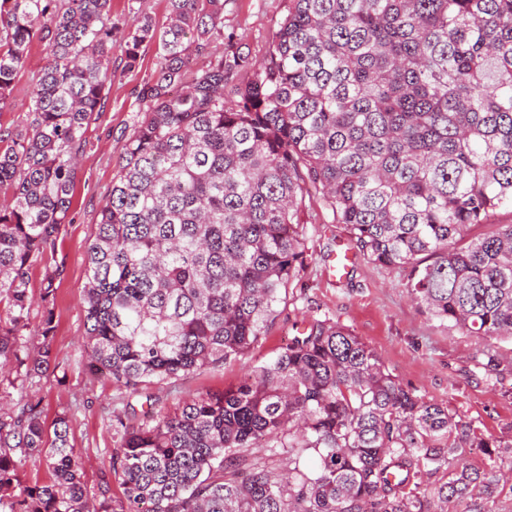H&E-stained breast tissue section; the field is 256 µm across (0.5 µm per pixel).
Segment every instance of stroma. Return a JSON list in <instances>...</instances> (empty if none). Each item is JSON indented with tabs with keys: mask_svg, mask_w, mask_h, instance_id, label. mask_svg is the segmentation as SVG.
I'll return each instance as SVG.
<instances>
[{
	"mask_svg": "<svg viewBox=\"0 0 512 512\" xmlns=\"http://www.w3.org/2000/svg\"><path fill=\"white\" fill-rule=\"evenodd\" d=\"M288 0H225L224 30L235 34L254 60H261L287 13ZM42 44H34L26 67L14 81L12 98L0 110V127L10 128L26 115L35 74L43 64ZM158 63L154 47L143 48L139 64L126 69L120 49L112 51L118 73L102 112L87 130L88 145L79 160L70 221L62 228L56 259L64 266L54 303L53 359L37 383L46 420L59 414L69 419L70 437L83 465L90 492H97L109 469L117 436L114 413L134 408L146 411L145 398H127L111 381L93 373L84 349L83 287L86 254L96 231V220L111 189L112 179L125 161V145L134 128L137 91ZM301 217L306 226L309 254L297 272L288 301L280 305L266 339L245 358L224 367L166 380L154 385L151 398L159 409L174 410L183 400L200 394H219L242 382L252 367L273 357L297 333L302 322L330 318L348 327L373 348L403 386L425 401L448 406L484 433L512 437V342L498 343L503 362L496 385H489L474 355L483 339L467 336L430 317L408 296L407 270L385 267L356 258L348 273L330 279L325 260L345 241L341 225L320 208L316 198L306 200Z\"/></svg>",
	"mask_w": 512,
	"mask_h": 512,
	"instance_id": "obj_1",
	"label": "stroma"
}]
</instances>
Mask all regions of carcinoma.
Instances as JSON below:
<instances>
[{
  "mask_svg": "<svg viewBox=\"0 0 512 512\" xmlns=\"http://www.w3.org/2000/svg\"><path fill=\"white\" fill-rule=\"evenodd\" d=\"M168 10L159 26L129 5L119 38L112 0H0V110L33 43L46 53L25 118L0 129V391L50 366L86 130L117 78L112 49L132 69L145 44L158 66L86 256L97 372L149 401L152 385L260 344L307 258L312 188L353 255L408 270L411 300L487 340L475 361L496 374L512 224L456 242L512 207V0H288L259 62L224 35V0ZM112 426L123 497L104 477L92 506L66 415L47 424L31 393L0 406V512H500L494 493L512 492V438L424 401L330 318L222 394ZM476 449L482 467L467 463ZM28 462L49 480L21 485ZM41 264L36 263L31 269V286L30 292L33 294L34 303L31 307L29 321L31 329H36L38 325L41 324L43 318V308L40 302V278H41Z\"/></svg>",
  "mask_w": 512,
  "mask_h": 512,
  "instance_id": "cac0c4a2",
  "label": "carcinoma"
}]
</instances>
